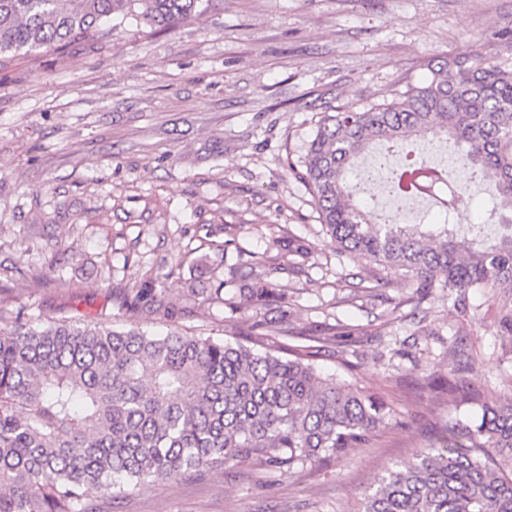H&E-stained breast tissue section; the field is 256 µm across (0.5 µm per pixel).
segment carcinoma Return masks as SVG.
<instances>
[{
  "label": "carcinoma",
  "instance_id": "obj_1",
  "mask_svg": "<svg viewBox=\"0 0 512 512\" xmlns=\"http://www.w3.org/2000/svg\"><path fill=\"white\" fill-rule=\"evenodd\" d=\"M214 0H0V63L112 36L115 14L174 29ZM390 101L325 113L300 165L289 164L336 249L403 271L422 295L448 289L473 319L469 294L512 288V67L481 57L444 59ZM442 137L459 178L412 146ZM376 150L377 176L397 204L430 201L446 216L479 177L501 209L495 226L459 239L447 224L373 221L347 173ZM399 156L393 165L390 157ZM259 315L284 296L262 275L243 289ZM215 339L117 330L101 320L38 323L16 314L0 327V512H93L152 479L185 478L244 461L290 477L308 465L373 447L393 416L380 396L314 365V352L273 337ZM476 418L456 417L413 461L369 487L362 512H512V399L466 392Z\"/></svg>",
  "mask_w": 512,
  "mask_h": 512
}]
</instances>
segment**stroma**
<instances>
[{
    "label": "stroma",
    "mask_w": 512,
    "mask_h": 512,
    "mask_svg": "<svg viewBox=\"0 0 512 512\" xmlns=\"http://www.w3.org/2000/svg\"><path fill=\"white\" fill-rule=\"evenodd\" d=\"M512 0H217L171 30L128 19L109 39L0 68V320L106 317L113 327L229 339L263 326L234 309L249 271L286 295L282 342L378 393L395 416L350 462L242 463L144 482L98 512H360L367 487L460 413L433 370L512 396V290L437 288L336 250L298 162L324 113L424 82L431 60L512 62ZM304 244L308 256L296 255ZM208 256V270L196 257ZM224 289V303L189 296Z\"/></svg>",
    "instance_id": "obj_1"
}]
</instances>
